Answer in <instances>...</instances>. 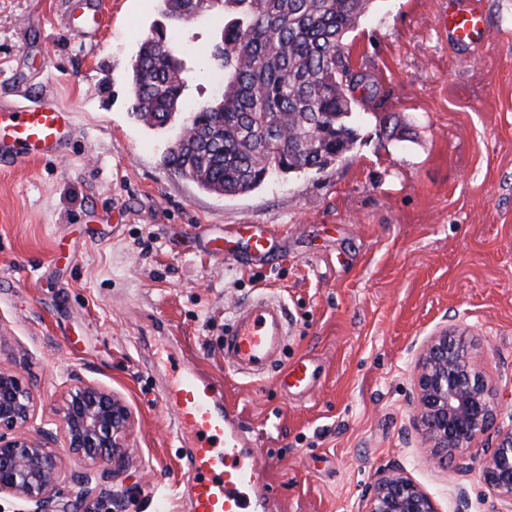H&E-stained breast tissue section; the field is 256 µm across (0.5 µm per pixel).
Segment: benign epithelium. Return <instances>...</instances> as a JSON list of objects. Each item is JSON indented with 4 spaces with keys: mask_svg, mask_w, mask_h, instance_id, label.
<instances>
[{
    "mask_svg": "<svg viewBox=\"0 0 512 512\" xmlns=\"http://www.w3.org/2000/svg\"><path fill=\"white\" fill-rule=\"evenodd\" d=\"M417 397L413 422L428 436L438 458L459 455L490 432L498 442L482 466L485 512H512V424L498 422L500 409L466 337L444 328L431 337L415 366ZM35 401L29 384L0 368V500L16 512H70L74 505L112 512L124 496L107 486L115 473L101 464H120L129 455L131 413L115 393L92 384L71 387L60 413L63 444L30 432ZM76 455L85 470L60 489L64 454ZM365 512H438L433 497L410 478L381 474L366 498Z\"/></svg>",
    "mask_w": 512,
    "mask_h": 512,
    "instance_id": "benign-epithelium-1",
    "label": "benign epithelium"
}]
</instances>
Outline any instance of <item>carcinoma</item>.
I'll return each instance as SVG.
<instances>
[{"label":"carcinoma","mask_w":512,"mask_h":512,"mask_svg":"<svg viewBox=\"0 0 512 512\" xmlns=\"http://www.w3.org/2000/svg\"><path fill=\"white\" fill-rule=\"evenodd\" d=\"M372 0H159L188 23L199 10L224 16L210 57L224 73L221 96L183 121L167 164L200 190L239 196L276 174L323 169L358 139L355 92L373 84L351 68L344 39ZM185 67L162 31L144 41L129 76L134 117L162 128L181 111Z\"/></svg>","instance_id":"carcinoma-1"}]
</instances>
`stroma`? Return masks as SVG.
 Segmentation results:
<instances>
[{"label":"stroma","instance_id":"35a3bbf8","mask_svg":"<svg viewBox=\"0 0 512 512\" xmlns=\"http://www.w3.org/2000/svg\"><path fill=\"white\" fill-rule=\"evenodd\" d=\"M475 2L490 27L467 51L440 23L448 0H374L346 38L377 84L356 107L354 148L228 197L166 165L178 129L138 121L128 87L161 27L187 69L184 112L210 100L220 18L179 24L158 0H97L100 25L78 39L63 25L74 0H0V110L51 100L74 131L59 156L0 166V367L30 383L35 432H59L75 379L124 399L133 454L117 512H190L188 451L163 401L180 363L223 381L261 435L279 512H364L387 470L454 512L464 462L470 512H482L491 441L439 463L410 426L414 363L446 325L469 336L512 409V0ZM243 224L269 226L268 258L209 252ZM263 290L288 313L283 364L319 368L307 395L224 364L232 309Z\"/></svg>","mask_w":512,"mask_h":512}]
</instances>
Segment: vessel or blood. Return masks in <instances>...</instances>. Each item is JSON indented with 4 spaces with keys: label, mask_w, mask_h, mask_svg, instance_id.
Listing matches in <instances>:
<instances>
[{
    "label": "vessel or blood",
    "mask_w": 512,
    "mask_h": 512,
    "mask_svg": "<svg viewBox=\"0 0 512 512\" xmlns=\"http://www.w3.org/2000/svg\"><path fill=\"white\" fill-rule=\"evenodd\" d=\"M443 23L456 46L470 49L481 44L490 19L481 9L459 6L449 10ZM71 134L69 109L53 102L0 114V164L56 156ZM270 244L269 231L251 224L236 239L215 241L214 248L220 255L241 249L261 260ZM287 336L282 301L259 292L235 307L224 336V361L243 378L260 380L273 373L284 390L305 393L316 369L305 358L282 366ZM165 403L174 415L171 436L191 447L183 478L192 491V512H268V475L256 462L257 441L217 385L183 368L178 383L166 390Z\"/></svg>",
    "instance_id": "b4317fda"
}]
</instances>
